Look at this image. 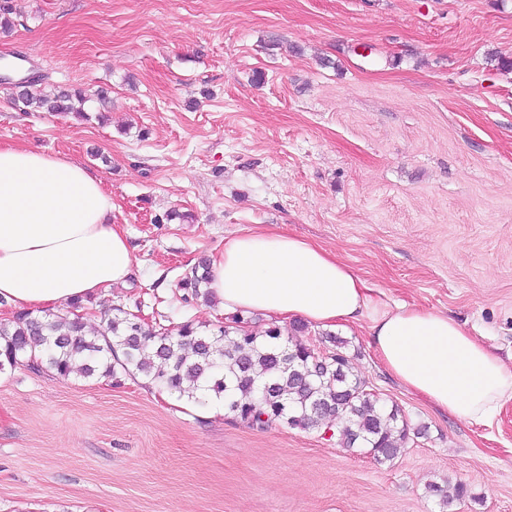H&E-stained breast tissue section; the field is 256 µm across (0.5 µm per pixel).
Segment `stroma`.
I'll use <instances>...</instances> for the list:
<instances>
[{"mask_svg": "<svg viewBox=\"0 0 512 512\" xmlns=\"http://www.w3.org/2000/svg\"><path fill=\"white\" fill-rule=\"evenodd\" d=\"M0 77L91 94L0 144L67 155L135 257L91 302L151 325L227 323L181 281L234 232L312 239L389 301L441 311L512 367V0H13ZM331 66H323V59ZM105 100H98V90ZM360 376L428 435L393 461L260 430L141 379L0 371V512H512V401L469 424L339 332Z\"/></svg>", "mask_w": 512, "mask_h": 512, "instance_id": "obj_1", "label": "stroma"}]
</instances>
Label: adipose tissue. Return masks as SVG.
<instances>
[{"instance_id":"1","label":"adipose tissue","mask_w":512,"mask_h":512,"mask_svg":"<svg viewBox=\"0 0 512 512\" xmlns=\"http://www.w3.org/2000/svg\"><path fill=\"white\" fill-rule=\"evenodd\" d=\"M134 256L112 199L81 164L0 146V298L57 310L125 283ZM209 289L225 312L332 329L366 323L386 368L410 392L470 424L512 400V368L448 314L378 297L346 262L283 231L226 239Z\"/></svg>"}]
</instances>
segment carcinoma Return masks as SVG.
I'll use <instances>...</instances> for the list:
<instances>
[{"instance_id":"carcinoma-1","label":"carcinoma","mask_w":512,"mask_h":512,"mask_svg":"<svg viewBox=\"0 0 512 512\" xmlns=\"http://www.w3.org/2000/svg\"><path fill=\"white\" fill-rule=\"evenodd\" d=\"M12 99L24 111L81 115L89 95L81 89L45 94L29 82ZM209 267L208 259H200L182 283L186 295L207 304L213 303ZM82 308L75 301L57 314L18 312L0 320V370L27 364L67 375L78 364L85 377L140 378L189 403L222 398L226 414L257 429L284 423L324 433L336 422L338 445L378 463L427 435V427L411 425L398 406L368 389L343 351L347 341L330 333L326 339L334 350L321 358L311 346L282 338L277 328L260 331L239 315L216 332L190 321L173 332L118 305L100 311V328L89 336ZM430 489L439 496L441 512L468 493L461 481L451 494L434 484Z\"/></svg>"}]
</instances>
